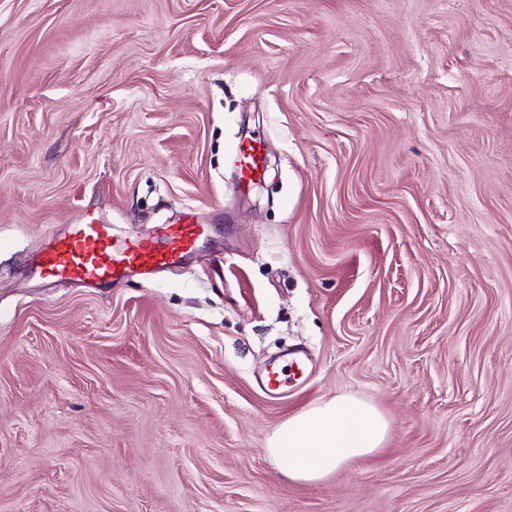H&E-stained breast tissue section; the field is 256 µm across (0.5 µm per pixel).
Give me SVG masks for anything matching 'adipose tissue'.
<instances>
[{
	"instance_id": "1",
	"label": "adipose tissue",
	"mask_w": 512,
	"mask_h": 512,
	"mask_svg": "<svg viewBox=\"0 0 512 512\" xmlns=\"http://www.w3.org/2000/svg\"><path fill=\"white\" fill-rule=\"evenodd\" d=\"M387 424L371 404L351 395L289 417L272 435L268 453L289 480L316 482L381 447Z\"/></svg>"
}]
</instances>
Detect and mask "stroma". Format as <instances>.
Here are the masks:
<instances>
[{
  "label": "stroma",
  "instance_id": "1",
  "mask_svg": "<svg viewBox=\"0 0 512 512\" xmlns=\"http://www.w3.org/2000/svg\"><path fill=\"white\" fill-rule=\"evenodd\" d=\"M188 209L151 279L36 269ZM342 394L381 448L290 481ZM0 512H512V0H0ZM231 157L240 183H254L264 176L266 167L261 140L241 139L233 143ZM306 377V368L300 361H291L283 366L275 364L266 370L263 380L264 390L270 396L281 397L290 385ZM387 424L371 404L351 395L289 417L272 435L269 456L289 480L316 482L381 447Z\"/></svg>",
  "mask_w": 512,
  "mask_h": 512
}]
</instances>
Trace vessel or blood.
Here are the masks:
<instances>
[{
    "instance_id": "1",
    "label": "vessel or blood",
    "mask_w": 512,
    "mask_h": 512,
    "mask_svg": "<svg viewBox=\"0 0 512 512\" xmlns=\"http://www.w3.org/2000/svg\"><path fill=\"white\" fill-rule=\"evenodd\" d=\"M231 157L240 182L252 183L265 174L264 145L257 139H242L231 146ZM205 227L194 213L167 224L154 238L114 240L112 227L89 221L53 240L39 259L42 275L55 281L79 283L91 288L103 282L132 276L147 277L157 270L181 263L203 235ZM307 376L300 361L267 369L263 386L273 397Z\"/></svg>"
}]
</instances>
